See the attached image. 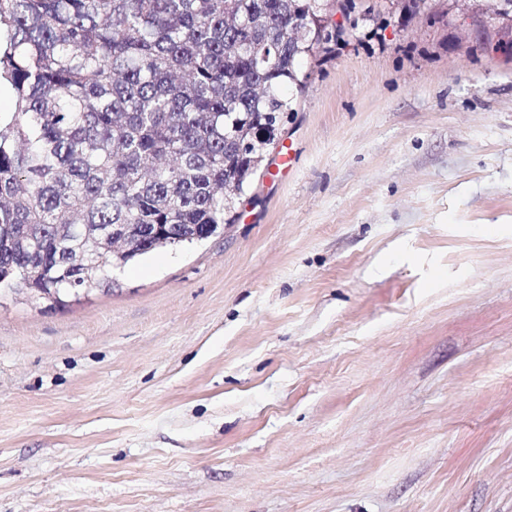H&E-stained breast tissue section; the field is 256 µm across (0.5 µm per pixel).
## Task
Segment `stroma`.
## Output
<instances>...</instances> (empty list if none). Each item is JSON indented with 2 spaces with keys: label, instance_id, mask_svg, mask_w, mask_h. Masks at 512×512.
<instances>
[{
  "label": "stroma",
  "instance_id": "stroma-1",
  "mask_svg": "<svg viewBox=\"0 0 512 512\" xmlns=\"http://www.w3.org/2000/svg\"><path fill=\"white\" fill-rule=\"evenodd\" d=\"M352 5L223 234L0 298V512H512V51Z\"/></svg>",
  "mask_w": 512,
  "mask_h": 512
}]
</instances>
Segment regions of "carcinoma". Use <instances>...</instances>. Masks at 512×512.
<instances>
[{
  "label": "carcinoma",
  "instance_id": "1",
  "mask_svg": "<svg viewBox=\"0 0 512 512\" xmlns=\"http://www.w3.org/2000/svg\"><path fill=\"white\" fill-rule=\"evenodd\" d=\"M338 0H0V292L112 284L233 224L296 111ZM512 31V0L481 12ZM160 225L112 253L113 226Z\"/></svg>",
  "mask_w": 512,
  "mask_h": 512
}]
</instances>
